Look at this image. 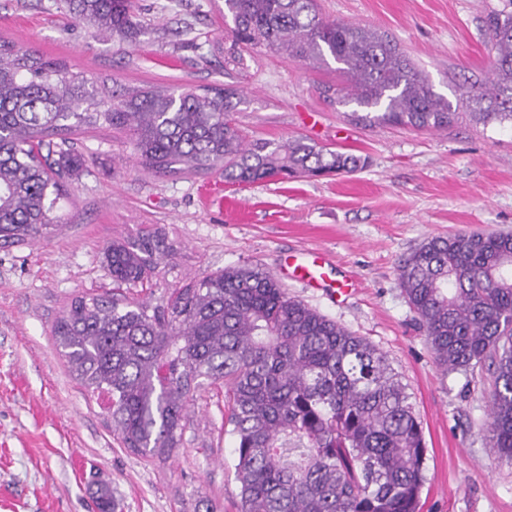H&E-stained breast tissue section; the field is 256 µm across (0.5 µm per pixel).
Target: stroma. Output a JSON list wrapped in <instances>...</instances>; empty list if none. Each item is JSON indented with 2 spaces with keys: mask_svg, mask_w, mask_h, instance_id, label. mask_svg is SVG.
Segmentation results:
<instances>
[{
  "mask_svg": "<svg viewBox=\"0 0 512 512\" xmlns=\"http://www.w3.org/2000/svg\"><path fill=\"white\" fill-rule=\"evenodd\" d=\"M326 19L387 33L452 96L491 72L488 14L512 0H318ZM136 42L72 19L60 0H0V43L63 62L96 99L147 90L230 87L248 141L298 137L367 158L353 174L228 184L221 171L144 169L129 130L84 126V159L43 238L0 246V512H97L93 483L116 512H236V438L224 389L195 387L179 448L158 462L126 448L106 410L72 378L52 336L67 304L108 296L105 247L161 233L172 247L146 287L150 305L208 273L258 266L280 274L300 251L324 257L334 288L283 282L289 296L365 337L406 384L423 426L427 482L420 512H512V465L488 446L494 379L444 373L398 284V266L434 237L512 231V128L460 114L415 130L352 119L332 91L335 65L313 69L265 48L224 63V0H137Z\"/></svg>",
  "mask_w": 512,
  "mask_h": 512,
  "instance_id": "obj_1",
  "label": "stroma"
}]
</instances>
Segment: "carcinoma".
Here are the masks:
<instances>
[{
  "mask_svg": "<svg viewBox=\"0 0 512 512\" xmlns=\"http://www.w3.org/2000/svg\"><path fill=\"white\" fill-rule=\"evenodd\" d=\"M103 34L137 40L134 0H64ZM237 64L241 45L319 67L332 58L359 123L446 129L464 110L512 125V13L488 19L492 78L464 82L455 101L435 92L400 46L377 30L325 19L317 0H224ZM65 67L0 43V243L46 230L62 197L59 178L83 164L66 135L104 119L134 132L140 163L160 174L207 173L251 184L355 172L365 160L305 138L244 140L230 88L145 91L103 112ZM60 142H53V138ZM47 153H42V150ZM165 240L145 235L105 247L113 287L150 282ZM399 286L446 373L488 365L489 447L512 463V234L435 237L403 260ZM84 396L105 404L130 450L161 458L178 447L191 383L224 384L236 437L239 512H418L426 443L407 387L366 338L288 296L267 271L229 266L164 306L73 299L53 328Z\"/></svg>",
  "mask_w": 512,
  "mask_h": 512,
  "instance_id": "obj_1",
  "label": "carcinoma"
}]
</instances>
